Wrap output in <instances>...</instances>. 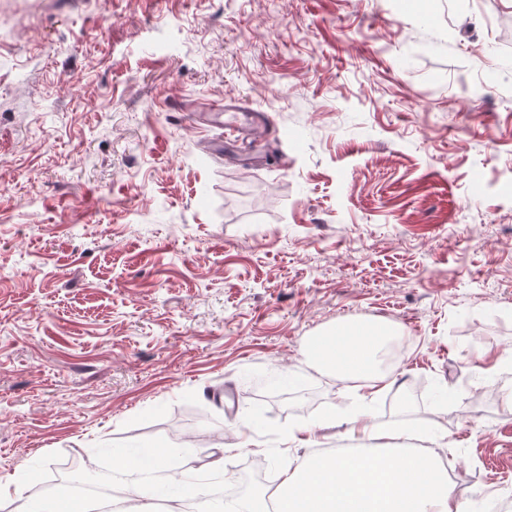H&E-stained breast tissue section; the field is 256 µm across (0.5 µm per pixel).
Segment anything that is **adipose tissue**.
Listing matches in <instances>:
<instances>
[{
	"label": "adipose tissue",
	"mask_w": 512,
	"mask_h": 512,
	"mask_svg": "<svg viewBox=\"0 0 512 512\" xmlns=\"http://www.w3.org/2000/svg\"><path fill=\"white\" fill-rule=\"evenodd\" d=\"M389 326L352 320L309 337L301 355L305 362L341 381H358L381 390L387 376L378 354L389 338ZM395 448H348L307 455L281 470L271 500H258L248 512H467L449 485L448 471L434 454L406 444L429 438L425 428L407 423L394 432ZM159 467L154 449L141 448L113 460V468L133 476L127 484L128 506L113 512H155L157 487L140 484L136 475ZM27 469L12 477L16 498L12 512H71L63 498L31 493Z\"/></svg>",
	"instance_id": "adipose-tissue-1"
}]
</instances>
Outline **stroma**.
I'll use <instances>...</instances> for the list:
<instances>
[{
	"mask_svg": "<svg viewBox=\"0 0 512 512\" xmlns=\"http://www.w3.org/2000/svg\"><path fill=\"white\" fill-rule=\"evenodd\" d=\"M509 26L512 0H0V483L152 444L265 493L290 429L354 414L301 350L362 319L398 345L377 429L446 435L471 512L512 491ZM227 101L270 114L269 164L220 151Z\"/></svg>",
	"mask_w": 512,
	"mask_h": 512,
	"instance_id": "stroma-1",
	"label": "stroma"
}]
</instances>
